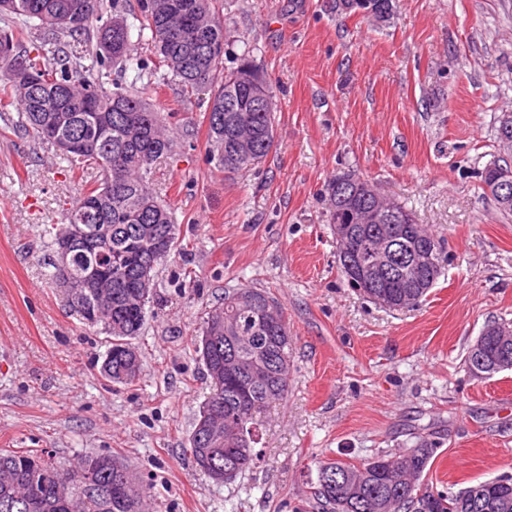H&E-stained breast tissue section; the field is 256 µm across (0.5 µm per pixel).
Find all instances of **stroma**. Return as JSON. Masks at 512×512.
Wrapping results in <instances>:
<instances>
[{"instance_id":"35a3bbf8","label":"stroma","mask_w":512,"mask_h":512,"mask_svg":"<svg viewBox=\"0 0 512 512\" xmlns=\"http://www.w3.org/2000/svg\"><path fill=\"white\" fill-rule=\"evenodd\" d=\"M223 3L228 57L252 51L277 86L274 147L255 170L219 171L200 99L170 78L147 87L190 134L153 173L182 249L135 340V384L102 376L106 334L47 277L43 230L81 183L0 108V449L118 456L153 512H295L319 459L422 436L439 444L434 484L512 475V371L478 379L463 364L486 324L512 323V215L481 181L491 161L512 162L497 139L512 113V0H393L382 25L335 0ZM347 172L444 241L451 262L421 306L382 309L338 270L327 186ZM233 288L277 298L294 345L287 399L256 417L260 462L218 485L188 451L211 391L193 339Z\"/></svg>"}]
</instances>
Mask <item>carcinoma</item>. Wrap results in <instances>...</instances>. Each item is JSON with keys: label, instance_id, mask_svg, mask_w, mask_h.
Segmentation results:
<instances>
[{"label": "carcinoma", "instance_id": "obj_1", "mask_svg": "<svg viewBox=\"0 0 512 512\" xmlns=\"http://www.w3.org/2000/svg\"><path fill=\"white\" fill-rule=\"evenodd\" d=\"M0 8V47L13 52V60L40 81L32 93L19 84L0 78V101L8 99L17 112L16 127L41 143L55 144L71 138L93 137L97 147L85 154L60 152L72 174L93 177L84 192L66 209L63 223L92 203L93 224L112 225V270L103 287L92 288L70 303L77 315L99 306L109 308L101 322L109 338L102 364L104 377L116 384L131 385L140 368H129L138 354L133 339L142 333L146 310L131 306L140 294L138 269L144 262L160 266L181 247L171 207L154 191V163L170 154L175 145L173 130L164 124L157 108L135 90L138 83L151 84L157 67L178 78L182 90L208 94V101L232 100L251 109L249 88L235 80L238 68H224V23L218 15L219 0H138V9L127 13L119 0H82L84 21L78 26L55 23L69 0H9ZM98 26H93V23ZM146 43L158 66L134 52L133 42ZM132 75L130 83L111 79L112 70ZM68 112L70 127L50 137L42 116ZM210 156L228 173L258 167L274 145L272 112H254L245 131L256 150L249 158L234 157L227 131L235 125V112L214 119L206 107ZM328 185L329 212L366 204L358 184ZM434 243L438 265L422 276L407 266L393 268V276L406 283L389 289L388 309L402 310L421 304L448 266L443 241L420 227ZM97 245L79 253L71 270L83 274L93 262ZM273 300L265 291L235 288L224 293V304L209 313L195 342L204 367L229 353L236 356L241 373L212 386L208 401L220 405L224 425L209 434L204 444L190 447L193 462L209 459L223 469L224 478L212 469L203 473L216 484H230L255 468L260 458L254 414L262 407L287 398L288 376L280 367L290 364L292 337L273 335L253 311V301ZM222 337L219 348L208 349L203 336ZM437 443L421 438L415 446L396 455H379L353 462L340 458L318 461L317 480L310 486L317 512H512V475L476 481L458 490L438 488L428 481ZM108 455L86 453L69 465L46 460L37 450H0V512H150L149 491L140 488L138 503L112 491L116 475L105 467L92 471V483L79 472ZM75 500L74 508L62 500Z\"/></svg>", "mask_w": 512, "mask_h": 512}]
</instances>
